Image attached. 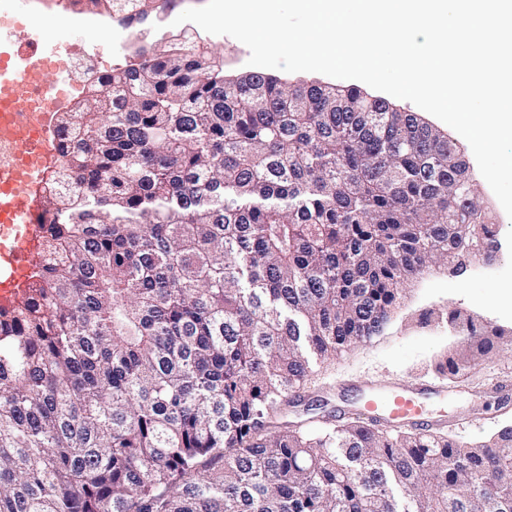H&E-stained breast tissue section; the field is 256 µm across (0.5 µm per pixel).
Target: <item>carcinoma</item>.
Here are the masks:
<instances>
[{
  "instance_id": "1",
  "label": "carcinoma",
  "mask_w": 512,
  "mask_h": 512,
  "mask_svg": "<svg viewBox=\"0 0 512 512\" xmlns=\"http://www.w3.org/2000/svg\"><path fill=\"white\" fill-rule=\"evenodd\" d=\"M183 38L58 114L41 260L0 310V512H512V432L274 421L410 281L494 256L462 150L356 85L227 80ZM448 324L456 380L500 333Z\"/></svg>"
}]
</instances>
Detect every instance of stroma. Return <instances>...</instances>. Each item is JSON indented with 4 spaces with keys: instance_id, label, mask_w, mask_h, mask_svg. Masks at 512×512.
Listing matches in <instances>:
<instances>
[{
    "instance_id": "1",
    "label": "stroma",
    "mask_w": 512,
    "mask_h": 512,
    "mask_svg": "<svg viewBox=\"0 0 512 512\" xmlns=\"http://www.w3.org/2000/svg\"><path fill=\"white\" fill-rule=\"evenodd\" d=\"M22 6L33 16V26L44 42L100 53V72L128 61L130 49L113 46L105 33L73 21L61 22L57 12L40 0H9L11 10ZM207 40L212 55L223 60L225 75L250 72V52L244 44L228 35L211 34ZM475 183L501 244L491 263L492 275L477 274L474 260L469 259L463 273L436 267L410 283L383 330L315 368L299 392L297 405L283 410L281 420L296 423L306 419L310 404L322 415H351L371 392L421 381L444 394L442 402L432 405L434 414L472 418L471 426L448 427V434L458 440L484 441L512 422V313L503 311L495 299L501 289H512V219L483 177H476ZM452 310L505 331L497 353L481 358L466 377L454 381L434 369L439 360L461 346L460 336L448 325Z\"/></svg>"
}]
</instances>
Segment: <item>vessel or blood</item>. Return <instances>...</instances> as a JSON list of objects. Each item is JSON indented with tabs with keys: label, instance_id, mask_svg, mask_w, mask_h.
<instances>
[{
	"label": "vessel or blood",
	"instance_id": "obj_1",
	"mask_svg": "<svg viewBox=\"0 0 512 512\" xmlns=\"http://www.w3.org/2000/svg\"><path fill=\"white\" fill-rule=\"evenodd\" d=\"M27 42H13L0 52V101L13 103L14 85L7 73L15 56H36ZM54 128L52 113H43L40 123L17 119L10 139L24 150L22 161L0 175V308L21 301L40 251L37 216L41 210L38 188L44 168L59 161L50 147ZM441 391L419 383L399 388L385 397L375 396L364 404L361 414L371 423L389 422L432 427L428 406L440 401Z\"/></svg>",
	"mask_w": 512,
	"mask_h": 512
}]
</instances>
